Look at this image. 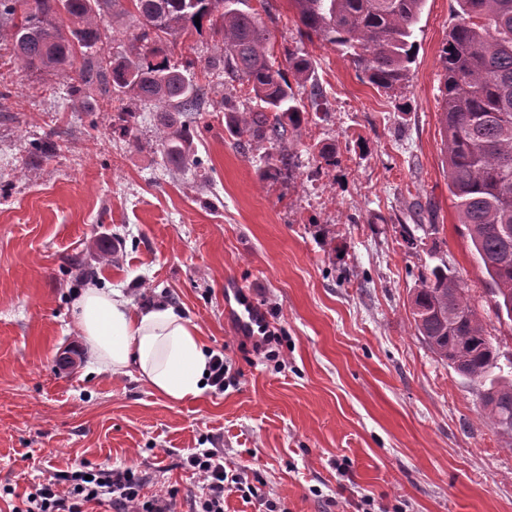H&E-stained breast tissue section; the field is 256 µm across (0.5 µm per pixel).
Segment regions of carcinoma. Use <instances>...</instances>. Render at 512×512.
<instances>
[{
    "label": "carcinoma",
    "mask_w": 512,
    "mask_h": 512,
    "mask_svg": "<svg viewBox=\"0 0 512 512\" xmlns=\"http://www.w3.org/2000/svg\"><path fill=\"white\" fill-rule=\"evenodd\" d=\"M119 0H0V27L11 28V52L28 74L61 71L72 82L71 106L94 84L110 85L132 107L155 102L185 120L163 129L166 154L185 164L194 113L202 88L195 86L166 53L177 37L207 22L221 38L223 69L216 87L234 82L247 87L238 103L222 98L226 129L242 149L267 143L284 147L301 124L306 105L293 85L310 84L308 99L318 106L323 87L310 81V61L288 52L287 78L268 54L269 31L247 0H127L122 14L132 17L140 35L133 58L112 59L108 45L119 31L103 16ZM300 37L336 48L370 84L394 91L408 79L416 27L425 0H289ZM457 22L448 32L440 61L441 125L448 159V190L458 224L487 275L488 306L512 322V0H456ZM291 154H267V176L291 173ZM415 331L431 352L457 375L489 381L480 414L512 447V374H504L488 331L484 310L443 261L421 276L411 300Z\"/></svg>",
    "instance_id": "carcinoma-1"
}]
</instances>
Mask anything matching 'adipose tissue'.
<instances>
[{"mask_svg":"<svg viewBox=\"0 0 512 512\" xmlns=\"http://www.w3.org/2000/svg\"><path fill=\"white\" fill-rule=\"evenodd\" d=\"M90 360L112 375L137 373L173 401L201 395L210 357L200 329L174 307L137 309L117 288H84L75 300Z\"/></svg>","mask_w":512,"mask_h":512,"instance_id":"adipose-tissue-1","label":"adipose tissue"}]
</instances>
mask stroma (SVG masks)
<instances>
[{"label": "stroma", "instance_id": "stroma-1", "mask_svg": "<svg viewBox=\"0 0 512 512\" xmlns=\"http://www.w3.org/2000/svg\"><path fill=\"white\" fill-rule=\"evenodd\" d=\"M277 65L300 48L325 91L324 119L300 127L290 180L265 174L266 145L240 149L207 93L190 143L167 156L163 114L93 86L85 111L67 84L20 72L0 51V512L57 471L132 467L145 496L197 491L188 464L213 449L248 476L224 512H512V450L480 417L483 387L443 365L414 329L411 298L430 259L486 303L448 191L439 119L440 51L455 0H426L402 89L370 85L335 47L300 38L288 0H249ZM209 28L174 61L206 87L223 57ZM336 150L322 168L317 152ZM435 225L405 241L409 210ZM110 257H103V250ZM163 302L223 351L232 379L172 401L90 363L74 300L88 285ZM276 335L268 359L244 310Z\"/></svg>", "mask_w": 512, "mask_h": 512}]
</instances>
